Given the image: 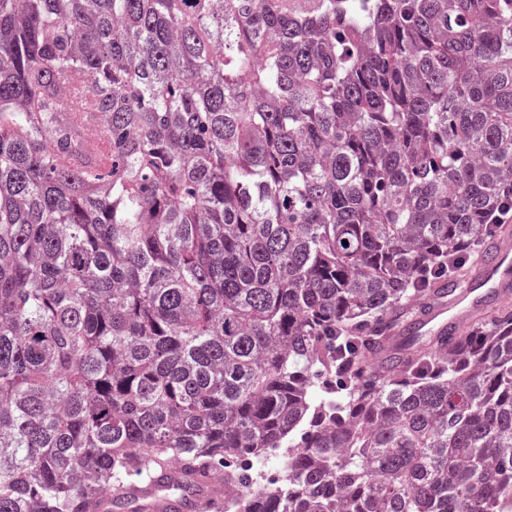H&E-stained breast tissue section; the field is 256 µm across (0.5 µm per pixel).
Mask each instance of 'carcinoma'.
Returning a JSON list of instances; mask_svg holds the SVG:
<instances>
[{
  "label": "carcinoma",
  "instance_id": "carcinoma-1",
  "mask_svg": "<svg viewBox=\"0 0 512 512\" xmlns=\"http://www.w3.org/2000/svg\"><path fill=\"white\" fill-rule=\"evenodd\" d=\"M510 205L512 0H0V512H512ZM512 290V239L495 243L488 260L477 268L465 288L448 300L426 304L417 318L419 336H437L448 327L474 321L487 305ZM167 488L160 487L154 479L148 482L134 481L128 483L124 488V494L132 499H151V509L155 512H167L173 506V498L165 493Z\"/></svg>",
  "mask_w": 512,
  "mask_h": 512
}]
</instances>
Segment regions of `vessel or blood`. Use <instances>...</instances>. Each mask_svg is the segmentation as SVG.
Wrapping results in <instances>:
<instances>
[{"label": "vessel or blood", "instance_id": "vessel-or-blood-1", "mask_svg": "<svg viewBox=\"0 0 512 512\" xmlns=\"http://www.w3.org/2000/svg\"><path fill=\"white\" fill-rule=\"evenodd\" d=\"M512 292V239L499 240L488 260L477 268L465 288L447 300L426 304L417 319L419 335L436 336L446 328H460L474 321L495 299ZM127 497L150 499L153 512H170L173 498L156 481H134L124 488Z\"/></svg>", "mask_w": 512, "mask_h": 512}]
</instances>
